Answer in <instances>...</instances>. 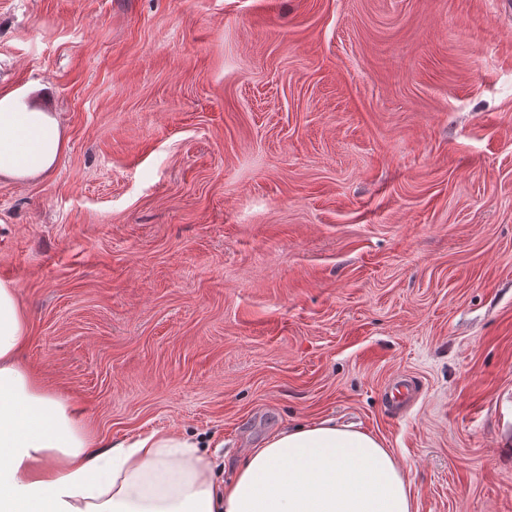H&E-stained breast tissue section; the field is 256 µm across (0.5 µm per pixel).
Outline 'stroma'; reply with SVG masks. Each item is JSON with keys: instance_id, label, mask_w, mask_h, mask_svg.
Here are the masks:
<instances>
[{"instance_id": "1", "label": "stroma", "mask_w": 512, "mask_h": 512, "mask_svg": "<svg viewBox=\"0 0 512 512\" xmlns=\"http://www.w3.org/2000/svg\"><path fill=\"white\" fill-rule=\"evenodd\" d=\"M66 146L0 178L23 364L234 464L376 435L416 512H512V0H0Z\"/></svg>"}]
</instances>
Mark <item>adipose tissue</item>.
Wrapping results in <instances>:
<instances>
[{
  "instance_id": "adipose-tissue-1",
  "label": "adipose tissue",
  "mask_w": 512,
  "mask_h": 512,
  "mask_svg": "<svg viewBox=\"0 0 512 512\" xmlns=\"http://www.w3.org/2000/svg\"><path fill=\"white\" fill-rule=\"evenodd\" d=\"M30 87H0V177L53 169L57 118ZM30 322L0 278V512H414L410 480L376 436L333 420L272 434L218 481L176 428L106 442L21 364Z\"/></svg>"
}]
</instances>
